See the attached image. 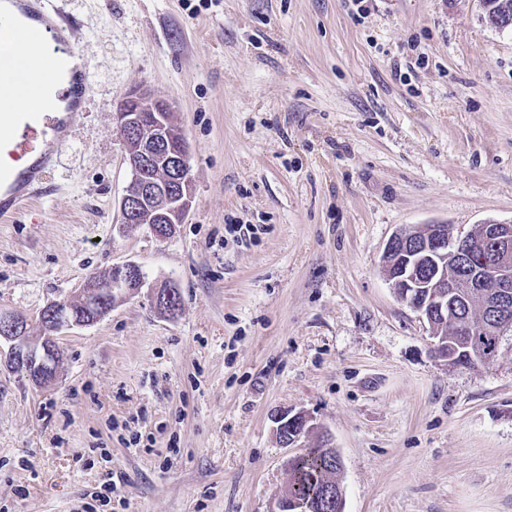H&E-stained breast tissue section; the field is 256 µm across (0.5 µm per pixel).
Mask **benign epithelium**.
<instances>
[{
  "mask_svg": "<svg viewBox=\"0 0 512 512\" xmlns=\"http://www.w3.org/2000/svg\"><path fill=\"white\" fill-rule=\"evenodd\" d=\"M123 103L114 113V122L122 136L125 158L135 164L133 182L137 188L126 190L121 197V220L124 224H146L154 236L164 239L184 223L193 199V182L185 171L186 143L163 114L159 98L134 89ZM476 245L490 250L479 272L468 270L448 280V267H461ZM382 263L389 272L391 287L402 289L400 299L431 329L435 319L448 320L450 288L490 289L486 308L491 311L512 302V221L487 220L453 237L448 236L446 224L430 225L422 237L414 228L404 227L387 242ZM424 268L428 270L426 282ZM145 282L146 274L139 266L124 265L120 277L112 282L114 299L139 292ZM72 310L68 302L53 303L49 312L55 321L53 332L78 325ZM59 360L60 354L47 350L44 338L28 334L25 318L0 311V365L25 373L38 387H48L56 379ZM275 423L287 447L298 446L314 429L312 419L300 412L277 415ZM290 430L295 432L291 439Z\"/></svg>",
  "mask_w": 512,
  "mask_h": 512,
  "instance_id": "1",
  "label": "benign epithelium"
}]
</instances>
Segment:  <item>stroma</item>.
<instances>
[{
    "label": "stroma",
    "mask_w": 512,
    "mask_h": 512,
    "mask_svg": "<svg viewBox=\"0 0 512 512\" xmlns=\"http://www.w3.org/2000/svg\"><path fill=\"white\" fill-rule=\"evenodd\" d=\"M42 3L91 93L42 195L0 223V309L38 337L89 276L134 263L146 285L56 333L51 386L0 369V512H269L285 411L338 450L345 512H512V334L448 365L381 263L403 227L512 220V30L478 0ZM137 87L188 142L168 239L119 212L113 114Z\"/></svg>",
    "instance_id": "1"
}]
</instances>
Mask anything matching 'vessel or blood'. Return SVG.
I'll use <instances>...</instances> for the list:
<instances>
[{"instance_id": "b4317fda", "label": "vessel or blood", "mask_w": 512, "mask_h": 512, "mask_svg": "<svg viewBox=\"0 0 512 512\" xmlns=\"http://www.w3.org/2000/svg\"><path fill=\"white\" fill-rule=\"evenodd\" d=\"M19 13L28 21L36 24L42 30L58 33L63 27V21L58 14L42 9L39 0H14ZM75 64L67 86L59 95L68 110H76L77 106L90 94L91 87L86 79L81 64H78V50H71ZM68 120L62 119L50 125H43L40 114L27 112L24 115L16 113H0V143L5 138H20L33 132L37 127H44L45 148L39 152L35 160L24 172H15L8 164L0 160V220L11 221L23 205L34 200L43 174L47 167L58 161L68 136Z\"/></svg>"}]
</instances>
